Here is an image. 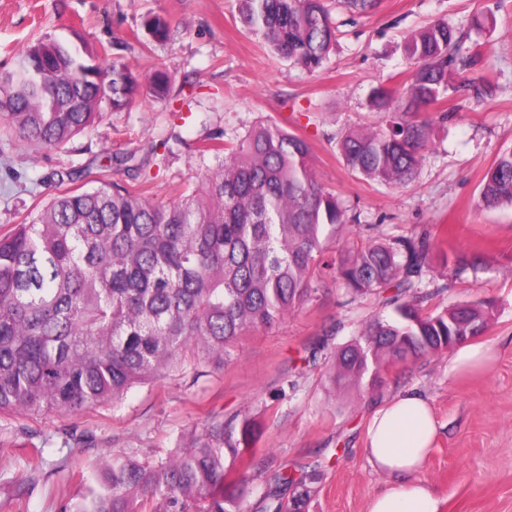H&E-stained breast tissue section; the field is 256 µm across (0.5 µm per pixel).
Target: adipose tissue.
I'll return each mask as SVG.
<instances>
[{"mask_svg":"<svg viewBox=\"0 0 512 512\" xmlns=\"http://www.w3.org/2000/svg\"><path fill=\"white\" fill-rule=\"evenodd\" d=\"M438 432L429 402L416 393L399 395L374 412L365 451L389 484L370 497L367 512H439L434 492L418 479Z\"/></svg>","mask_w":512,"mask_h":512,"instance_id":"obj_1","label":"adipose tissue"}]
</instances>
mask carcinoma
<instances>
[{
	"label": "carcinoma",
	"instance_id": "obj_1",
	"mask_svg": "<svg viewBox=\"0 0 512 512\" xmlns=\"http://www.w3.org/2000/svg\"><path fill=\"white\" fill-rule=\"evenodd\" d=\"M238 2L249 30L309 73L338 40L342 23L326 0ZM343 6L352 22L377 0ZM146 28L169 38L158 16ZM464 43L444 20L405 40L407 78L367 99L385 127L339 137L351 171L391 186L412 181L433 127L423 112L450 91L488 86L474 72L479 53ZM142 88L126 64L107 71L87 45L46 35L0 71L8 103L0 115L21 140L61 149L93 127L103 106L127 108ZM230 142L198 188L171 202L101 181L60 191L32 220L0 233V416L77 414L116 403L137 384L194 371L202 356L222 366L241 336L309 300L312 279L326 272L354 296L394 290L384 298L392 315L336 349L330 379L339 388L374 389L389 366L446 353L450 336L486 332L482 301L422 308L417 289L445 253L436 233L391 237L379 224H360L365 243L324 261V240L358 216L315 180L310 145L269 122ZM479 195L487 209L512 205V148L488 168ZM258 437L254 420L210 412L186 446L163 456L120 448L70 471L85 493L61 501L58 512H310L321 463L297 477L268 470L258 490L241 469Z\"/></svg>",
	"mask_w": 512,
	"mask_h": 512
}]
</instances>
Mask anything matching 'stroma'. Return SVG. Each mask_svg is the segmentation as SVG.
I'll return each mask as SVG.
<instances>
[{"instance_id":"1","label":"stroma","mask_w":512,"mask_h":512,"mask_svg":"<svg viewBox=\"0 0 512 512\" xmlns=\"http://www.w3.org/2000/svg\"><path fill=\"white\" fill-rule=\"evenodd\" d=\"M493 13L492 33L481 34L478 64L492 88L484 100L464 93L443 107L453 118L436 127L426 160L411 183L390 188L350 171L336 138L350 129L376 128L381 116L367 97L393 87L405 39L445 18L467 26ZM158 16L171 36L160 42L145 27ZM79 32L102 64L118 60L142 77L154 69L171 76L168 95L142 92L121 112L103 108L86 135L47 150L18 140L0 123V226L18 224L57 193L60 171L91 168L108 181L146 175L150 197L169 202L193 189L217 163L210 145L268 121L307 140L317 181L335 192L364 224L388 235L413 228L437 232L447 261H436L420 292L426 309L472 300L488 303L490 371L459 374L449 357L424 356L390 368L381 386L332 387L328 362H310L318 341L350 343L363 326L387 315L377 295L349 299L331 278L314 281L316 294L292 315L243 336L224 366L202 362L196 376L173 372L131 388L116 403L73 415L0 417V512H58L60 494H77L67 469L115 448L163 455L186 443L194 425L215 409L245 414L261 435L255 472L320 461L324 474L310 512H366L387 479L365 452L373 412L415 392L429 400L439 438L421 481L432 487L441 512H512V207L479 204L482 178L497 155L512 147V0H381L345 27L330 59L310 75L273 54L243 24L237 0H0V70L41 35L70 39ZM118 156L107 164V155ZM476 257L459 270L457 257ZM44 448L52 469L29 471L31 446Z\"/></svg>"}]
</instances>
